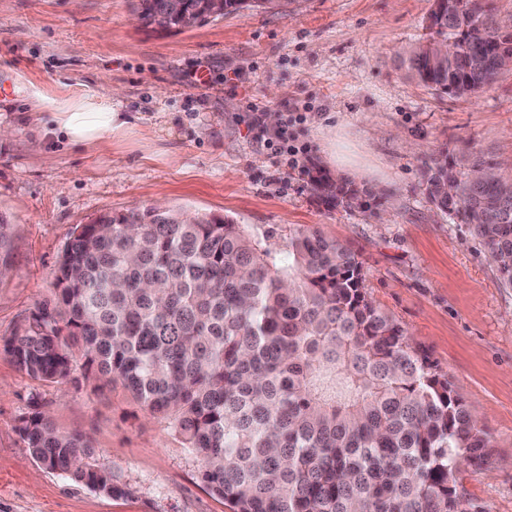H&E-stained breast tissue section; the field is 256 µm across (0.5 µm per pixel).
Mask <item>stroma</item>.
I'll return each instance as SVG.
<instances>
[{
	"mask_svg": "<svg viewBox=\"0 0 512 512\" xmlns=\"http://www.w3.org/2000/svg\"><path fill=\"white\" fill-rule=\"evenodd\" d=\"M137 0H0V215L12 226L0 338L55 301L73 227L170 207L256 227L315 226L361 253L373 303L447 378L490 436L460 487L481 512H512V288L468 230L427 202L441 150L512 170V70L450 96L412 79L403 51L432 0H283L181 32L134 23ZM123 92L130 130L67 146L25 117L30 89ZM279 115L267 126L266 113ZM285 132L298 158L270 140ZM359 190L348 208L315 187ZM40 402L81 432L111 495L37 466L19 419ZM0 512H230L196 457L121 386L29 377L0 353Z\"/></svg>",
	"mask_w": 512,
	"mask_h": 512,
	"instance_id": "stroma-1",
	"label": "stroma"
}]
</instances>
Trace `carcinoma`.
Wrapping results in <instances>:
<instances>
[{
    "instance_id": "obj_1",
    "label": "carcinoma",
    "mask_w": 512,
    "mask_h": 512,
    "mask_svg": "<svg viewBox=\"0 0 512 512\" xmlns=\"http://www.w3.org/2000/svg\"><path fill=\"white\" fill-rule=\"evenodd\" d=\"M267 0H186L203 22ZM169 0H139L143 25L179 31ZM426 37L406 51L412 77L475 93L512 46L480 0H434ZM456 48L439 60L440 43ZM425 194L470 226L512 288V176L478 155H432ZM338 204L358 191L327 179ZM361 255L308 227L258 228L152 207L78 224L42 305L4 340L28 376L120 384L165 419L230 512H471L463 462L488 447L448 379L368 298ZM19 430L37 465L117 493L89 462L80 433L62 434L34 401Z\"/></svg>"
}]
</instances>
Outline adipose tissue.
I'll return each mask as SVG.
<instances>
[{"mask_svg": "<svg viewBox=\"0 0 512 512\" xmlns=\"http://www.w3.org/2000/svg\"><path fill=\"white\" fill-rule=\"evenodd\" d=\"M121 96L117 89L106 96L83 92L59 100L38 93L34 96V118L49 120L50 135L91 148L105 137L121 134L129 128L130 116L121 112L118 105Z\"/></svg>", "mask_w": 512, "mask_h": 512, "instance_id": "1", "label": "adipose tissue"}]
</instances>
